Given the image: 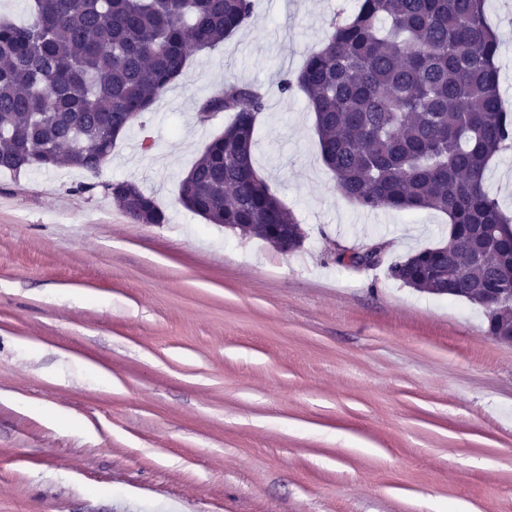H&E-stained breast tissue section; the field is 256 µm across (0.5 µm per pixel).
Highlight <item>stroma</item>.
<instances>
[{
    "mask_svg": "<svg viewBox=\"0 0 512 512\" xmlns=\"http://www.w3.org/2000/svg\"><path fill=\"white\" fill-rule=\"evenodd\" d=\"M353 2L255 0L99 175L0 172V512H512V345L478 305L385 268L444 245L447 216L358 209L304 95L278 89ZM486 12L512 103V0ZM230 81L266 92L255 168L301 223L296 250L179 202L229 119L198 109ZM115 180L166 223L130 219ZM486 188L512 216V151ZM374 242L385 264H337Z\"/></svg>",
    "mask_w": 512,
    "mask_h": 512,
    "instance_id": "obj_1",
    "label": "stroma"
}]
</instances>
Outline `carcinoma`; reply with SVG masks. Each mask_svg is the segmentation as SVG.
I'll return each instance as SVG.
<instances>
[{"label": "carcinoma", "instance_id": "cac0c4a2", "mask_svg": "<svg viewBox=\"0 0 512 512\" xmlns=\"http://www.w3.org/2000/svg\"><path fill=\"white\" fill-rule=\"evenodd\" d=\"M253 0H32L24 26L0 22V171L66 166L97 174L118 136L151 110L185 71L192 44L213 49L245 26ZM333 33L285 73L314 112L324 164L365 211L435 210L448 246L388 267L420 292L483 305L512 267V219L484 188L491 158L512 149L501 109L503 45L486 0H358ZM265 96L228 82L199 112L230 121L180 185V203L211 224L295 250L305 232L258 174L253 147ZM138 224H163L154 198L112 182Z\"/></svg>", "mask_w": 512, "mask_h": 512}]
</instances>
